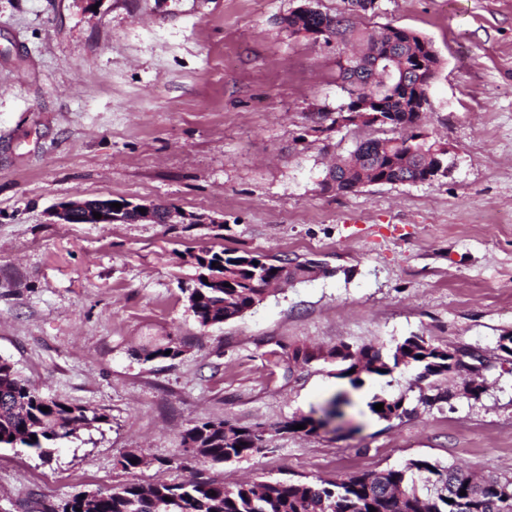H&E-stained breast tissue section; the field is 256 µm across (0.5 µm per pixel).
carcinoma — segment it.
I'll return each instance as SVG.
<instances>
[{"label":"carcinoma","mask_w":512,"mask_h":512,"mask_svg":"<svg viewBox=\"0 0 512 512\" xmlns=\"http://www.w3.org/2000/svg\"><path fill=\"white\" fill-rule=\"evenodd\" d=\"M332 16L314 12L303 16L290 13L282 23L288 33L297 36L303 30L325 27L323 42L336 46L361 44L371 48L376 29L357 26L350 20L331 25ZM393 30L394 41L382 47L386 58L428 59L424 50L427 39L402 27L386 24ZM337 80L347 100L353 97L375 96L386 111L394 112L405 122L410 133L401 135L397 128L388 126L391 137L366 139L356 144L352 154L362 161V168L393 185L396 182H426L431 174L434 158L432 146L437 140L427 138L421 125L422 113L404 108L409 87L393 78L392 71L382 65L378 73L362 72L359 81L352 80L351 69L338 63ZM348 158L341 157L329 172L324 186L336 191H352L361 181L360 172L344 169ZM196 268L218 280L226 287L189 289V308L202 326L233 319L250 310L258 295L268 292L267 285L280 278L281 271L295 277H310L314 268L308 261L286 256L265 258L239 255L223 249L209 248L194 255ZM461 354L455 366L448 365V349L436 346L422 336H410L387 355L366 346L356 352L342 345L336 355L342 357L339 377L358 386L361 375L386 376L401 368L417 370L418 403L432 407L451 400L453 387H441V380L450 376L463 378L475 350L460 346ZM342 398L336 397L324 410V419L300 416L289 421L285 428L293 430L305 425L306 432L330 423L339 416ZM374 403L384 404L377 416L389 420L416 412L408 408L402 397H378ZM49 411L44 412L42 408ZM48 399L23 378L15 367L0 359V447L28 448L42 459H48L53 445L72 435L73 425L93 423L102 416L84 407ZM36 439H31V436ZM183 445L194 449L196 457L205 462L222 463L266 449L262 432L237 429L223 421L204 422L186 431ZM466 495H460V490ZM512 512V479L478 481L454 466H441L428 460L411 459L401 468L349 474L335 481L289 480L258 481L233 488L208 481L188 480L176 484L143 486L130 483L115 492H100L89 498L74 494L58 503L43 506L42 512Z\"/></svg>","instance_id":"carcinoma-1"}]
</instances>
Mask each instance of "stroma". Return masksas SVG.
Segmentation results:
<instances>
[{
	"label": "stroma",
	"instance_id": "35a3bbf8",
	"mask_svg": "<svg viewBox=\"0 0 512 512\" xmlns=\"http://www.w3.org/2000/svg\"><path fill=\"white\" fill-rule=\"evenodd\" d=\"M303 0H0V359L48 398L102 414L49 460L0 448V512L129 483L334 480L412 459L512 477V0H377L359 24L405 27L441 65L424 124L448 177L323 190L376 127L330 126L335 46L289 35ZM74 198L171 206L201 224H53ZM313 259L323 274L201 326L192 254ZM410 336L494 358L484 392L418 406L412 372L337 377L336 345ZM179 346L176 358L153 357ZM335 426L284 430L322 417ZM414 414L380 419L378 397ZM205 421L262 431L266 451L211 463ZM144 456L126 470L121 457ZM341 402H343L341 396H337L336 399L331 402L330 406L323 411V420H320V418L315 419L312 416H300L293 418L291 421H288V423L285 425V428H287L288 431L298 432L306 430V433H310L311 431H314L317 428L330 423L337 416H339L338 406L341 404ZM297 424H305V429L294 430L293 426Z\"/></svg>",
	"mask_w": 512,
	"mask_h": 512
}]
</instances>
